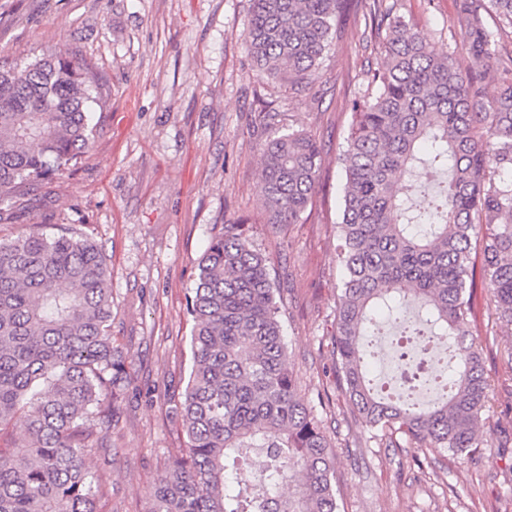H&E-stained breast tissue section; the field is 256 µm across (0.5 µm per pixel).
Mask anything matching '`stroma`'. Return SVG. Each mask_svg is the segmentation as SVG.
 Masks as SVG:
<instances>
[{"mask_svg": "<svg viewBox=\"0 0 512 512\" xmlns=\"http://www.w3.org/2000/svg\"><path fill=\"white\" fill-rule=\"evenodd\" d=\"M251 0H0V56L26 62L66 47L99 78L101 110L89 150L42 189L29 221L87 234L112 277V337L126 395L100 449L86 458L104 496L100 512H149V492L186 448L168 404L191 365L185 301L211 237L243 224L280 290L287 363L330 443L338 512H512V334L495 331L491 298L477 322L492 385L475 452L373 437L336 379L335 323L342 266L336 220L339 157L362 72L379 61L348 16L316 91L257 78L242 40ZM406 22L434 32L440 53L466 55L450 29L456 0H397ZM275 125L323 146L314 203L298 223L272 225L262 206L259 149Z\"/></svg>", "mask_w": 512, "mask_h": 512, "instance_id": "1", "label": "stroma"}]
</instances>
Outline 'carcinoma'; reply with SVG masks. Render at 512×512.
<instances>
[{
    "mask_svg": "<svg viewBox=\"0 0 512 512\" xmlns=\"http://www.w3.org/2000/svg\"><path fill=\"white\" fill-rule=\"evenodd\" d=\"M487 7L512 29V0H459L465 67L435 53L432 36L394 14L390 0H252L243 32L255 75L292 87L314 83L345 12L361 15L378 41L381 64L366 72L371 95L353 102L342 157L338 375L367 428L456 455L480 447L489 390L469 320L472 253L495 324L512 330V55L487 69L497 52ZM96 88L66 49L24 65L0 57V216L10 223L27 221L22 188L62 174L88 149ZM260 155L269 223H298L321 145L278 129ZM425 184L435 191L422 209L415 197ZM276 293L242 225H224L186 302L192 366L172 409L187 453L157 479L150 512H337L329 443L288 370ZM393 306L404 312L407 351L445 343L449 386L428 404L413 401L432 382L420 372L391 397L370 378L377 318ZM124 371L97 244L44 224L0 238V436L24 413L30 447H0V512H99L98 477L85 465L94 451L88 422L110 428ZM255 457L263 463L244 483L240 471Z\"/></svg>",
    "mask_w": 512,
    "mask_h": 512,
    "instance_id": "1",
    "label": "carcinoma"
}]
</instances>
